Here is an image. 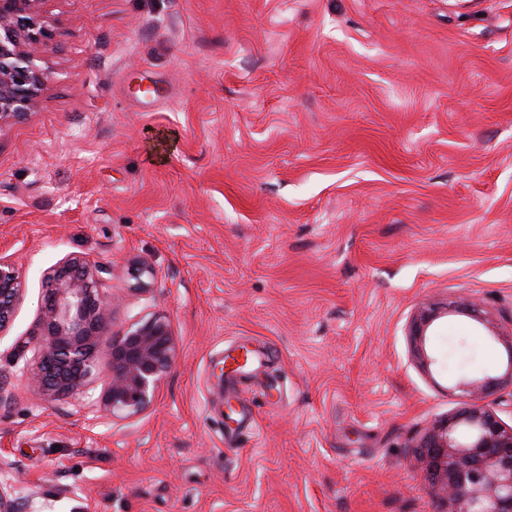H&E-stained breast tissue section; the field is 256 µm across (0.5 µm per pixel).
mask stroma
<instances>
[{"label": "stroma", "mask_w": 512, "mask_h": 512, "mask_svg": "<svg viewBox=\"0 0 512 512\" xmlns=\"http://www.w3.org/2000/svg\"><path fill=\"white\" fill-rule=\"evenodd\" d=\"M36 107L0 129V253L26 292L0 334V483L45 512H446L414 442L457 407L408 323L461 295L460 343L512 338V0H44ZM107 266L114 330L177 357L152 407L36 400L44 272ZM155 267L150 295L126 263ZM265 360L214 388L225 351ZM232 422H225L224 401ZM460 315L469 318L476 324L490 332L491 337H496V326L489 313L483 306L462 297L446 303H430L422 306L413 316L409 325L412 355L418 364L428 372L431 367L439 362L438 358L427 349V336L434 322L440 318Z\"/></svg>", "instance_id": "35a3bbf8"}]
</instances>
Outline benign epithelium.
Instances as JSON below:
<instances>
[{
	"mask_svg": "<svg viewBox=\"0 0 512 512\" xmlns=\"http://www.w3.org/2000/svg\"><path fill=\"white\" fill-rule=\"evenodd\" d=\"M43 0H0V128L25 118L45 90L44 56L52 51V30L41 14ZM108 269L81 255H67L43 276L40 337L34 359L24 368L28 391L40 400L82 396L100 360L109 375L100 397L116 418H134L152 404L174 363L177 344L167 317L154 314L112 331V298L102 292ZM132 289L154 288L155 268L145 257L128 262ZM25 292V275L0 255V333L12 324ZM469 318L495 335L483 306L465 298L422 306L409 325L412 355L426 371L438 363L427 349L434 322L445 316ZM503 373H463L451 390L459 408L416 443L426 473L443 495L448 512H512V425L485 400L512 388V341ZM0 512H23L10 484H0Z\"/></svg>",
	"mask_w": 512,
	"mask_h": 512,
	"instance_id": "1",
	"label": "benign epithelium"
}]
</instances>
